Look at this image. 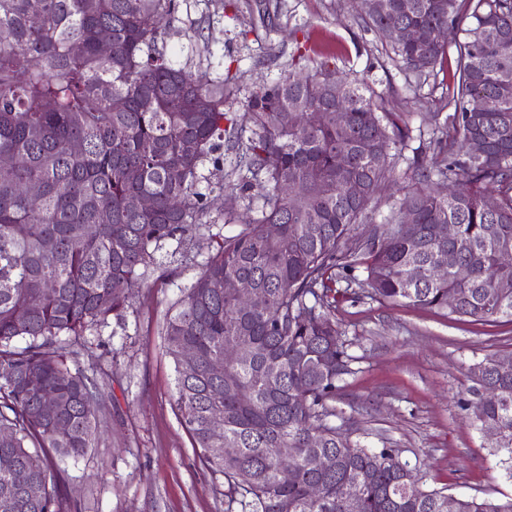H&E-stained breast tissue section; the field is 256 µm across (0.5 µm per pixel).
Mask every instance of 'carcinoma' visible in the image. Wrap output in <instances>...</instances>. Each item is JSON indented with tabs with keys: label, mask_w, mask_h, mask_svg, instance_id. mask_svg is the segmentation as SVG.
Instances as JSON below:
<instances>
[{
	"label": "carcinoma",
	"mask_w": 512,
	"mask_h": 512,
	"mask_svg": "<svg viewBox=\"0 0 512 512\" xmlns=\"http://www.w3.org/2000/svg\"><path fill=\"white\" fill-rule=\"evenodd\" d=\"M456 2L382 0L365 18L419 77L437 65L444 43L434 36L418 48L401 45L388 22L431 33L462 26L466 40L439 156L416 157L398 209L354 237L393 177L391 146L405 136L366 83L321 68L305 83L290 75L263 85L244 101L252 124L244 141L224 110V82H198L159 46L174 0H0V512H78L55 458L98 446L110 396L69 362L92 332L123 319L167 246L210 223L197 185L226 150L250 174L231 192L246 195L259 177L262 204L236 235L211 238L201 272L163 327L177 415L201 464L224 476L226 512H444L446 490L420 488L400 449L363 448L351 440L352 423L330 418L353 361L336 324L341 303L367 297L512 324V267L498 263L512 249V0H472L467 25ZM478 96L499 108L475 111ZM299 112H320L323 121L300 124ZM469 139L484 151L467 154ZM286 180L308 193L281 198ZM31 186L40 192L35 208ZM140 196L153 207H131ZM406 207L412 224L402 221ZM450 250L467 280L451 269L431 278ZM234 279L253 282L263 306L240 308L224 289ZM235 340L241 353L213 374ZM187 349L191 367L181 359ZM470 381L476 399L461 408L475 429L497 430L488 447L512 480V368L487 358ZM45 392L56 395L51 409L42 406ZM216 411L224 413L219 437L210 428ZM225 446L235 453L213 452ZM270 447L294 449L291 463L268 458ZM324 455L334 469L320 467ZM20 474L39 496L16 484ZM456 512H512V498L458 497Z\"/></svg>",
	"instance_id": "carcinoma-1"
}]
</instances>
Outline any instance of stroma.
I'll return each instance as SVG.
<instances>
[{"mask_svg":"<svg viewBox=\"0 0 512 512\" xmlns=\"http://www.w3.org/2000/svg\"><path fill=\"white\" fill-rule=\"evenodd\" d=\"M163 26L168 58L197 80L223 81L224 109L238 115L255 85L295 65L326 61L367 82L407 128L396 164L402 179L411 176L414 156L437 154L439 130L453 119L448 88L465 41L457 29L448 32L442 62L418 78L367 30L356 0H177ZM243 172L238 155L225 152L222 170L198 186L210 204V227L194 234L187 251L164 249L124 320L91 336L79 357L112 397L98 447L59 463L63 491L79 512H225L223 476L199 463L174 412V364L161 329L170 305L198 276L210 234H237L236 215L260 205L261 182L246 201L219 191ZM336 321L353 358L336 414L354 422L356 440L401 449L424 488L512 496V481L460 407L470 396V367L512 354V324L451 320L368 298L341 304Z\"/></svg>","mask_w":512,"mask_h":512,"instance_id":"stroma-1","label":"stroma"}]
</instances>
